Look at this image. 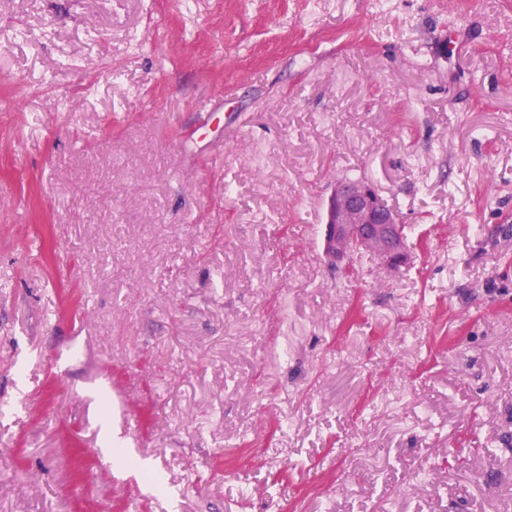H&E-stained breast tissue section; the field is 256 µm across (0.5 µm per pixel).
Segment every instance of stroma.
I'll use <instances>...</instances> for the list:
<instances>
[{
    "label": "stroma",
    "mask_w": 512,
    "mask_h": 512,
    "mask_svg": "<svg viewBox=\"0 0 512 512\" xmlns=\"http://www.w3.org/2000/svg\"><path fill=\"white\" fill-rule=\"evenodd\" d=\"M298 505L512 512V0H0V512ZM325 224L324 251L332 261L363 250L389 269L409 262L402 225L368 182L339 183L329 199Z\"/></svg>",
    "instance_id": "35a3bbf8"
}]
</instances>
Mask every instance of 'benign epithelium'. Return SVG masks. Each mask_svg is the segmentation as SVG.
<instances>
[{
  "label": "benign epithelium",
  "mask_w": 512,
  "mask_h": 512,
  "mask_svg": "<svg viewBox=\"0 0 512 512\" xmlns=\"http://www.w3.org/2000/svg\"><path fill=\"white\" fill-rule=\"evenodd\" d=\"M363 250L375 254L389 269L409 262L402 225L384 207L375 187L365 181L340 183L329 199L324 251L332 261Z\"/></svg>",
  "instance_id": "1"
}]
</instances>
